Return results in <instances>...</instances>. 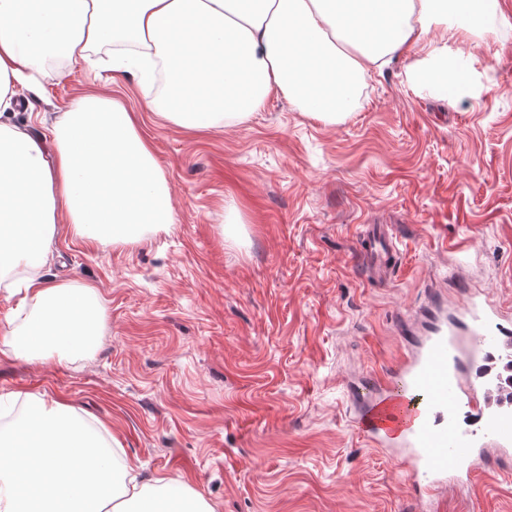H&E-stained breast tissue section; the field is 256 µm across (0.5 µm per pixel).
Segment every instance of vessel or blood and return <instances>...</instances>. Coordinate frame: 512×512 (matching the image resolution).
I'll use <instances>...</instances> for the list:
<instances>
[{
  "mask_svg": "<svg viewBox=\"0 0 512 512\" xmlns=\"http://www.w3.org/2000/svg\"><path fill=\"white\" fill-rule=\"evenodd\" d=\"M412 348L378 375L353 423L403 459L421 512L449 483L471 482L488 452L512 457V318L471 300L449 317L419 312Z\"/></svg>",
  "mask_w": 512,
  "mask_h": 512,
  "instance_id": "b4317fda",
  "label": "vessel or blood"
}]
</instances>
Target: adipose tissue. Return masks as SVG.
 <instances>
[{"label": "adipose tissue", "instance_id": "adipose-tissue-1", "mask_svg": "<svg viewBox=\"0 0 512 512\" xmlns=\"http://www.w3.org/2000/svg\"><path fill=\"white\" fill-rule=\"evenodd\" d=\"M488 0H0V112L16 86L74 51H107L113 72L141 83L164 65L180 103H146L189 132L247 122L273 94L333 123L352 112L360 79L446 25L466 41L511 23ZM95 246L135 243L174 223L167 181L121 102L73 101L51 139L0 123V278L23 273L27 323L17 356L66 362L99 343L104 305L93 287L47 282L54 224ZM0 431V512H214L165 475L140 480L116 465L105 430L72 406L27 397Z\"/></svg>", "mask_w": 512, "mask_h": 512}]
</instances>
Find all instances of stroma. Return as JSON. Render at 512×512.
<instances>
[{"instance_id":"35a3bbf8","label":"stroma","mask_w":512,"mask_h":512,"mask_svg":"<svg viewBox=\"0 0 512 512\" xmlns=\"http://www.w3.org/2000/svg\"><path fill=\"white\" fill-rule=\"evenodd\" d=\"M466 94L411 83L414 46L370 71L333 124L270 96L245 123L184 131L161 97L82 58L17 88L12 123L50 138L77 97L140 111L174 224L91 249L59 223L44 279L90 285L105 306L95 350L68 363L11 353L23 325L0 287V408L62 400L109 430L120 463L201 493L215 512H418L400 457L352 416L360 386L410 337L401 321L470 294L512 316V27L461 44ZM385 225L397 253L377 278L359 241ZM443 512H512V461L443 491Z\"/></svg>"}]
</instances>
